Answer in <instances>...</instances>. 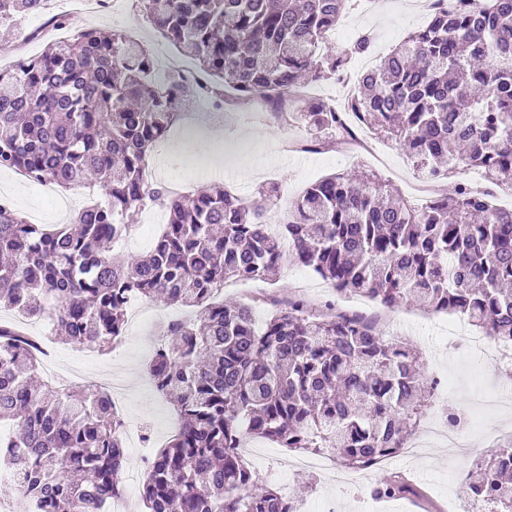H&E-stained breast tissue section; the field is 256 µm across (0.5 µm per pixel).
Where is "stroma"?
I'll list each match as a JSON object with an SVG mask.
<instances>
[{"mask_svg":"<svg viewBox=\"0 0 512 512\" xmlns=\"http://www.w3.org/2000/svg\"><path fill=\"white\" fill-rule=\"evenodd\" d=\"M108 10L88 9L83 0H74L67 12L55 4H47L46 15L62 14L65 27L56 32L66 38L78 29L123 31L146 44L151 50H163L172 66L180 71H196L195 60L164 39L146 20L138 0H110ZM423 20L411 0H373L372 5H359L344 17L338 40L332 41L333 53H341L348 42L363 31L372 32L374 45L371 59L386 55L409 32L421 27ZM304 129L279 123L270 112L254 111L251 104L237 101L233 90H226L222 107L201 101L193 123L179 122L168 138L151 153L148 176L151 181L189 195L204 186L219 184L229 187L244 199L251 198L259 187L270 182L280 188V203L288 205L309 184L337 172L354 173L372 169L398 186L405 197H412L421 180L408 157L393 142L372 136L373 153L348 156L339 149L303 152L293 143L306 139ZM0 200L10 202L25 218L37 223L69 224L77 212L92 200L89 189L76 187L67 191L41 186L22 172L0 170ZM136 239L125 246L124 253L138 256L148 250V240L156 239L166 222L163 208L150 205L134 213ZM318 277L308 269H282L270 283L227 281L224 298L254 306L256 322L268 315L266 307L256 304V297L276 293L299 295L315 306L335 301L338 307L350 310H377V303L363 297L344 299L332 290L318 291ZM146 318L127 329L114 350L101 355L79 344L65 343L52 336L44 323L23 320L14 311L0 310V322L22 323L29 335L37 337L50 355L60 374L56 388L81 389L87 377L107 378L118 374L126 384L125 413L152 438L170 437L176 414L170 401L159 394L150 380L146 364L153 352L155 331L166 315H181L182 310L162 301H146ZM402 340L422 354L424 372L430 379L452 378L456 386L448 393V402L465 411H473L476 401L491 387H512V370L495 362H480L444 348L441 339L448 333L452 318L447 314L428 315L405 305L393 310ZM507 419L505 412L493 409L479 413L472 445L460 456H451L446 448L425 449L420 459L409 461L395 455L376 469L357 475L354 483L336 487L330 478L298 470L286 478L278 473L287 454L277 443L251 438L250 447L257 456L249 466L264 477L272 487H287L296 503L314 504L328 496L339 497L344 512H450L453 505L449 489L452 470L464 475L478 471L489 449L504 440ZM401 476L416 489L415 495L380 499L371 493L383 477Z\"/></svg>","mask_w":512,"mask_h":512,"instance_id":"35a3bbf8","label":"stroma"}]
</instances>
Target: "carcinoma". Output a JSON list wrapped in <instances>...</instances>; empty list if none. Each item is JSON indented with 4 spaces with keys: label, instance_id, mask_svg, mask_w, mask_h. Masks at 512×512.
I'll return each mask as SVG.
<instances>
[{
    "label": "carcinoma",
    "instance_id": "1",
    "mask_svg": "<svg viewBox=\"0 0 512 512\" xmlns=\"http://www.w3.org/2000/svg\"><path fill=\"white\" fill-rule=\"evenodd\" d=\"M48 0H0V52L18 22ZM146 18L197 61L203 80L166 73L141 42L80 30L37 58L0 71V169L61 189L99 187L103 199L74 223L30 224L0 201V308L47 320L65 340L102 352L125 334L127 299L193 309L159 326L148 364L156 389L173 397L179 423L142 487L148 512H284L282 493L238 452L259 436L301 453L325 451L350 470L400 452L433 386L419 353L351 319L331 301L310 310L297 297H269L255 326L248 304L226 305L229 279L265 281L284 262L308 268L344 296L392 309L453 313L512 344V209L488 190L458 183L418 207L366 170L309 186L267 230L275 184L243 201L225 187L172 196L148 180L150 151L197 97L282 104L303 82L339 77L360 37L339 55L325 35L350 0H140ZM348 110L399 144L416 170L438 180L478 169L512 190V0L431 14L426 24L361 74ZM310 142L336 145L338 112L319 99L299 112ZM160 205L167 221L139 257L112 253L128 216ZM288 240L289 257L279 250ZM38 340L0 323V439L31 512H106L123 492L128 457L109 401L90 387L47 395L32 384ZM474 499L512 512V441L498 445L470 484ZM373 493L394 498L412 485L386 476Z\"/></svg>",
    "mask_w": 512,
    "mask_h": 512
}]
</instances>
